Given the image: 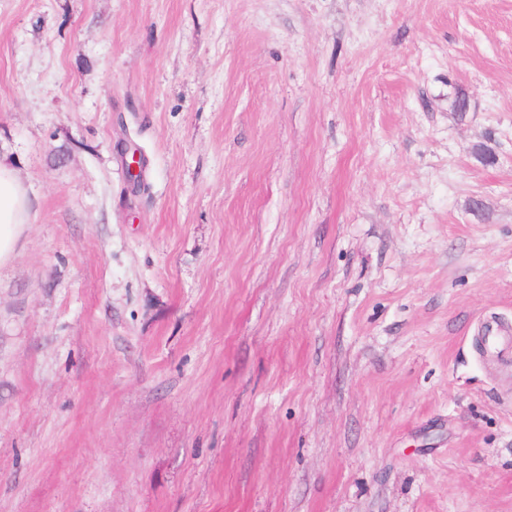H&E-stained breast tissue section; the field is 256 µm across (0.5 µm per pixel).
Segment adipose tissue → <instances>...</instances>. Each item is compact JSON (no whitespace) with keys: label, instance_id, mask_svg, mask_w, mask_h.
<instances>
[{"label":"adipose tissue","instance_id":"ef3b65f1","mask_svg":"<svg viewBox=\"0 0 512 512\" xmlns=\"http://www.w3.org/2000/svg\"><path fill=\"white\" fill-rule=\"evenodd\" d=\"M29 221V202L11 167L0 163V267L17 254Z\"/></svg>","mask_w":512,"mask_h":512}]
</instances>
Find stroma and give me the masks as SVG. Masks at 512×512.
<instances>
[{"instance_id": "stroma-1", "label": "stroma", "mask_w": 512, "mask_h": 512, "mask_svg": "<svg viewBox=\"0 0 512 512\" xmlns=\"http://www.w3.org/2000/svg\"><path fill=\"white\" fill-rule=\"evenodd\" d=\"M0 162V512H512V0H0ZM28 221L29 202L25 190L12 168L0 163V267L15 258Z\"/></svg>"}]
</instances>
